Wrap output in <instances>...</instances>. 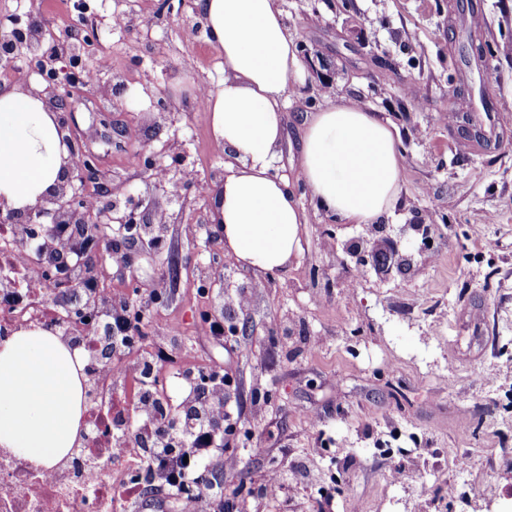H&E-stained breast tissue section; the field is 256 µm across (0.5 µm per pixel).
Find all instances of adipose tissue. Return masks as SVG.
<instances>
[{
    "label": "adipose tissue",
    "instance_id": "obj_1",
    "mask_svg": "<svg viewBox=\"0 0 512 512\" xmlns=\"http://www.w3.org/2000/svg\"><path fill=\"white\" fill-rule=\"evenodd\" d=\"M224 79L205 94L224 176L209 187L225 250L265 274L288 267L307 221L296 192L345 224H374L393 210L402 155L394 125L340 97L300 126L294 179L274 170L288 91L302 62L277 0H198ZM69 152L39 85L0 86V202L35 205L62 181ZM81 356L59 337L21 330L0 340V449L47 469L73 447L81 419Z\"/></svg>",
    "mask_w": 512,
    "mask_h": 512
}]
</instances>
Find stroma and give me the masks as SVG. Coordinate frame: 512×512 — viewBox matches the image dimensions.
I'll return each mask as SVG.
<instances>
[{"label": "stroma", "instance_id": "35a3bbf8", "mask_svg": "<svg viewBox=\"0 0 512 512\" xmlns=\"http://www.w3.org/2000/svg\"><path fill=\"white\" fill-rule=\"evenodd\" d=\"M67 2L81 28L54 0H0V17L33 13L61 48L60 70L80 33L111 60L94 83L70 87L73 136L100 154L105 182L130 189L100 205L124 210L137 200L145 223L161 212L166 224L161 248L116 241L101 250L96 284L134 304L162 285L142 334L152 350L151 322L180 332L162 368L169 400L180 399L181 371L218 365L232 377L240 466L212 467L218 491L236 493L241 471L258 483L297 462L308 479L287 506L266 501L259 512H322L328 503L333 512H512V123L491 145L464 129L476 112L512 115V0H472L478 27L463 0H277L304 78L288 96L276 173L298 165L300 114L346 96L400 135L402 190L383 234L433 219L425 251L408 250L411 273L386 281L343 251L348 239L370 237L368 227L334 224L302 187L309 222L289 269L257 277L213 238L204 187L223 176L224 154L196 103L224 73L197 0ZM117 12L125 27L113 26ZM475 35L492 47L480 67L466 50ZM104 113L116 125L108 146L94 139ZM150 156L168 176L194 173L196 184L177 197L162 191L144 166ZM114 250L124 263L111 261ZM172 260L183 266L174 281ZM259 278L266 288L243 310L219 288L244 290ZM222 307L245 323L243 334L226 342L198 334L203 315ZM387 441L399 446L389 458L380 451ZM462 453L467 469L433 465ZM392 462L401 481L389 476Z\"/></svg>", "mask_w": 512, "mask_h": 512}]
</instances>
